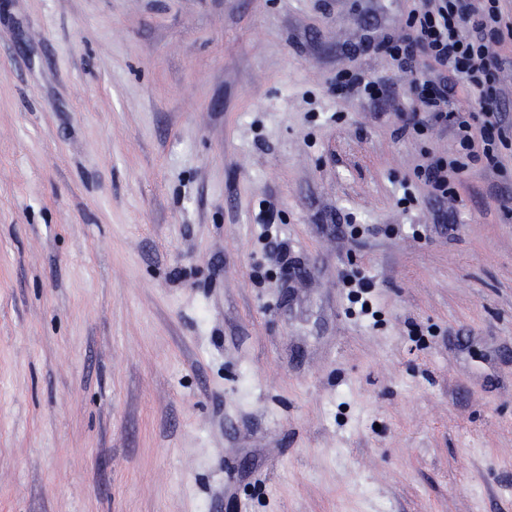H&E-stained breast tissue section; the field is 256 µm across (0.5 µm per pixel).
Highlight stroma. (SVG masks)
Returning a JSON list of instances; mask_svg holds the SVG:
<instances>
[{"mask_svg": "<svg viewBox=\"0 0 512 512\" xmlns=\"http://www.w3.org/2000/svg\"><path fill=\"white\" fill-rule=\"evenodd\" d=\"M412 6L0 0V512H512V144L433 225Z\"/></svg>", "mask_w": 512, "mask_h": 512, "instance_id": "35a3bbf8", "label": "stroma"}]
</instances>
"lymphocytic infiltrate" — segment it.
<instances>
[{"label":"lymphocytic infiltrate","mask_w":512,"mask_h":512,"mask_svg":"<svg viewBox=\"0 0 512 512\" xmlns=\"http://www.w3.org/2000/svg\"><path fill=\"white\" fill-rule=\"evenodd\" d=\"M502 2L416 0L408 15L407 32L376 45L401 72L411 75L419 91L421 106L403 113L402 131L420 133L436 125H449L460 147L456 157L428 162L419 171L435 191L439 207L434 219L439 224L452 220L444 208L453 193L452 182L472 163L494 162L498 143L512 136V115L493 87L495 72L504 71L508 64L496 46L503 35H512V9H505ZM421 55L433 62L430 74L418 72L417 58ZM461 91L473 103L465 118L448 109Z\"/></svg>","instance_id":"obj_1"}]
</instances>
